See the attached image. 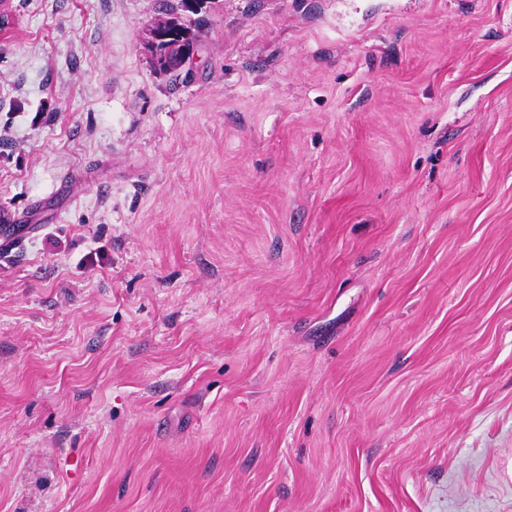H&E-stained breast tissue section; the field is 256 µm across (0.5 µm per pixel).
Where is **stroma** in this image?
Listing matches in <instances>:
<instances>
[{
    "mask_svg": "<svg viewBox=\"0 0 512 512\" xmlns=\"http://www.w3.org/2000/svg\"><path fill=\"white\" fill-rule=\"evenodd\" d=\"M13 0L0 512H512V0ZM175 24L173 21H162L150 30V43L156 52L158 63L170 72L180 70L194 57L197 42V37H192L191 31L185 32L184 36L174 42L169 41L172 40L171 36H165L163 30L173 28Z\"/></svg>",
    "mask_w": 512,
    "mask_h": 512,
    "instance_id": "stroma-1",
    "label": "stroma"
}]
</instances>
